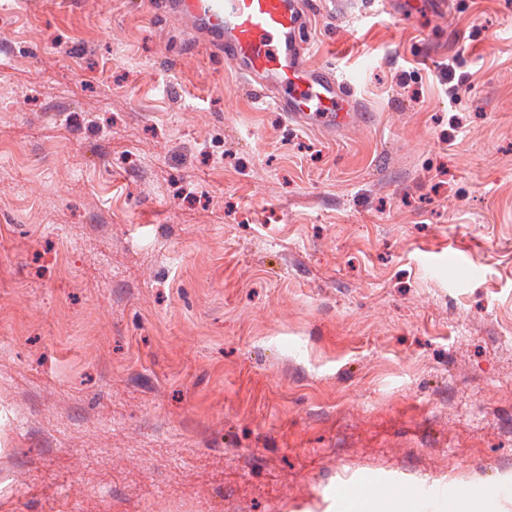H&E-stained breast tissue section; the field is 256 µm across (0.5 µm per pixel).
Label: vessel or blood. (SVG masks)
Here are the masks:
<instances>
[{
  "instance_id": "1",
  "label": "vessel or blood",
  "mask_w": 512,
  "mask_h": 512,
  "mask_svg": "<svg viewBox=\"0 0 512 512\" xmlns=\"http://www.w3.org/2000/svg\"><path fill=\"white\" fill-rule=\"evenodd\" d=\"M168 13L206 35L211 54L256 85L258 103L290 122L333 133L359 120L346 78L308 59L299 0H169Z\"/></svg>"
}]
</instances>
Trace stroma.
<instances>
[{"label": "stroma", "instance_id": "1", "mask_svg": "<svg viewBox=\"0 0 512 512\" xmlns=\"http://www.w3.org/2000/svg\"><path fill=\"white\" fill-rule=\"evenodd\" d=\"M301 7L335 134L154 0L10 5L0 512H512V0Z\"/></svg>", "mask_w": 512, "mask_h": 512}]
</instances>
